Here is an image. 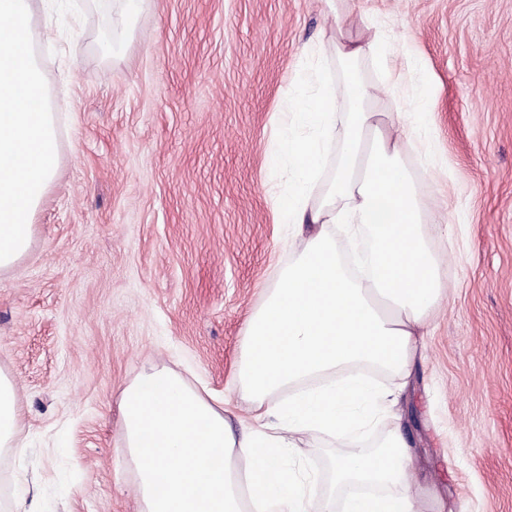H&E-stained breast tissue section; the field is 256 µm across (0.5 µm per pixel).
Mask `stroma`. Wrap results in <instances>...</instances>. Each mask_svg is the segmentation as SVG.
<instances>
[{"label":"stroma","instance_id":"1","mask_svg":"<svg viewBox=\"0 0 512 512\" xmlns=\"http://www.w3.org/2000/svg\"><path fill=\"white\" fill-rule=\"evenodd\" d=\"M433 78L429 144L402 161L445 290L396 417L290 449L329 488L337 454L398 431L430 512H512V0H354ZM329 20L322 0H34L35 51L61 117L60 167L27 255L0 272V373L15 443L0 512H138L118 398L160 368L251 417L236 370L248 318L302 250L273 221L279 105ZM125 35L119 60L103 42Z\"/></svg>","mask_w":512,"mask_h":512}]
</instances>
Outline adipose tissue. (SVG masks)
I'll list each match as a JSON object with an SVG mask.
<instances>
[{"mask_svg": "<svg viewBox=\"0 0 512 512\" xmlns=\"http://www.w3.org/2000/svg\"><path fill=\"white\" fill-rule=\"evenodd\" d=\"M331 23L306 52L273 139L287 191L275 195L277 223L304 232L298 259L249 318L239 379L254 415L241 435L223 401L159 369L125 386L119 406L126 446L137 470L138 512H307L315 477L287 465L292 437H360L375 417L391 413L394 392L348 375L369 364L396 376L412 366L426 310L443 283L425 243L417 186L401 161L402 139L429 141L431 76L416 52L396 58L370 22L354 27L351 0H326ZM355 64L370 60L378 82L358 74L333 83L326 53ZM411 87L413 112L399 130L381 108L387 90ZM339 139L336 170L314 196L327 148ZM351 237L370 234L364 276L340 260L327 225ZM412 456L399 434L376 452L337 456L321 512H425L413 488ZM382 486L383 494L338 490Z\"/></svg>", "mask_w": 512, "mask_h": 512, "instance_id": "ef3b65f1", "label": "adipose tissue"}]
</instances>
